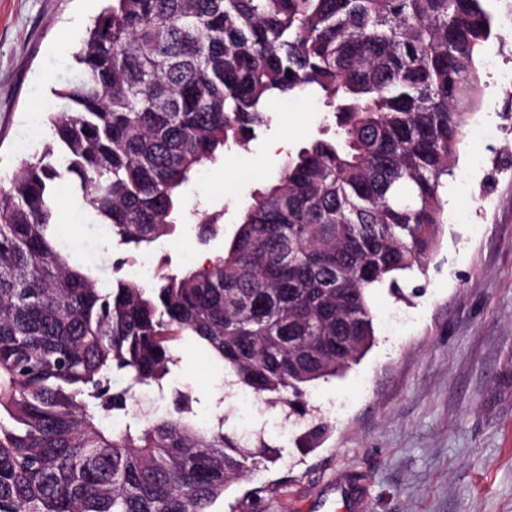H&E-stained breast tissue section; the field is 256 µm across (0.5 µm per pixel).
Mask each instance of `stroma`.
<instances>
[{
    "instance_id": "stroma-1",
    "label": "stroma",
    "mask_w": 512,
    "mask_h": 512,
    "mask_svg": "<svg viewBox=\"0 0 512 512\" xmlns=\"http://www.w3.org/2000/svg\"><path fill=\"white\" fill-rule=\"evenodd\" d=\"M488 8L496 34L477 60L485 91L444 190L454 202L440 244L424 271L404 275L403 298L369 290L375 341L362 360L311 386L313 412L301 419L226 385L192 338L179 343L166 388L199 398L203 422L223 399L239 436L280 452L232 484L218 512H512V0ZM99 10L97 0H0V175L48 139L40 117L79 77L72 54ZM333 122L316 92L272 100L255 139L193 175L174 234L136 254L137 279L207 266L250 194L276 178L284 158L271 143L296 153ZM55 205L72 260L110 280L116 239L68 184ZM205 213L224 235L202 245Z\"/></svg>"
}]
</instances>
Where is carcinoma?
<instances>
[{"label": "carcinoma", "mask_w": 512, "mask_h": 512, "mask_svg": "<svg viewBox=\"0 0 512 512\" xmlns=\"http://www.w3.org/2000/svg\"><path fill=\"white\" fill-rule=\"evenodd\" d=\"M485 0H106L55 90L51 139L0 179V512H215L279 457L164 380L195 339L229 384L300 416L374 342L368 290L403 296L445 224L442 191L484 91ZM317 89L331 137L253 192L208 266L141 282L182 188L242 147L277 96ZM129 247L102 285L54 234L53 188ZM223 226L205 216L203 245ZM120 375L126 386L113 388ZM170 398L142 415L136 394Z\"/></svg>", "instance_id": "1"}]
</instances>
